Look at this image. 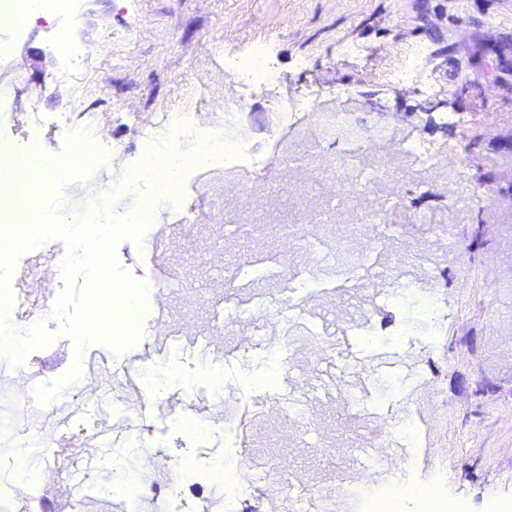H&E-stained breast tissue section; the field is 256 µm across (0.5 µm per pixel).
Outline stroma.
I'll list each match as a JSON object with an SVG mask.
<instances>
[{
	"label": "stroma",
	"instance_id": "1",
	"mask_svg": "<svg viewBox=\"0 0 512 512\" xmlns=\"http://www.w3.org/2000/svg\"><path fill=\"white\" fill-rule=\"evenodd\" d=\"M0 86L11 87L0 135L35 144L44 159L67 155L55 126L63 113L101 116L99 142L120 145L126 161L143 151L142 132L165 138L164 113L203 109V92L223 96L232 65L250 49L278 80L258 91L228 128L246 137L264 170L199 174L187 190L200 234L170 224L166 204L155 221L162 241H121L116 259L131 278L176 273L160 315L156 348L136 376L144 394L163 388L149 414L120 432L138 440L116 448L105 430L75 442L57 460L61 478L42 512L73 492L74 471L131 467L152 449L166 469L205 449L161 415L203 417L210 401L183 400L177 372L204 385L214 365L232 372L223 405L235 424L232 452L252 493L231 512H358L367 487L350 451L361 441L398 435L407 458L399 482L438 481L463 512L512 505V0H75L65 17L40 15L23 35L0 30ZM77 48L83 64L53 83L58 46ZM417 66L404 83L387 74L407 56ZM311 101L307 123L289 121L285 105ZM468 117V131L446 113ZM417 139L441 155L420 161L403 145ZM360 154L353 197L333 196L309 180L303 163ZM384 212L367 229L357 215ZM311 225L334 259L313 263L295 247ZM374 236L369 266L358 256ZM262 259L276 276L241 273ZM309 266L321 293L291 291ZM416 282L412 299L403 283ZM267 300L274 318L264 335L279 338L277 364L293 379L288 408L254 407V383L242 370L241 337L255 333L251 311ZM454 314L428 338L427 307ZM370 332L373 345L360 332ZM215 339L212 361L197 337ZM102 342L76 353L62 335L27 356L34 380L55 381L73 366L107 387L97 372ZM15 363L0 355V460L19 428Z\"/></svg>",
	"mask_w": 512,
	"mask_h": 512
}]
</instances>
